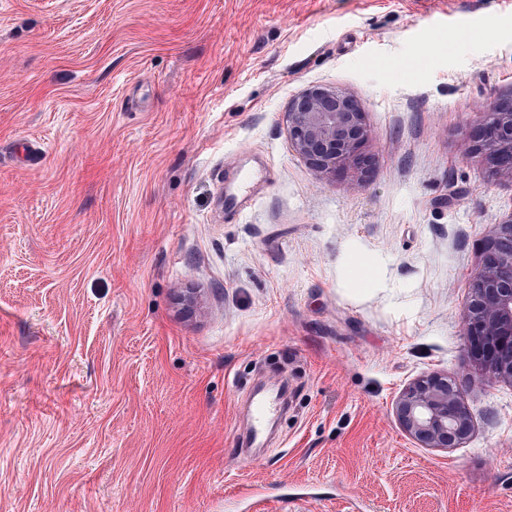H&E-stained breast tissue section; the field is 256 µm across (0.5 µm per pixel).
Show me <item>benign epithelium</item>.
Masks as SVG:
<instances>
[{
  "mask_svg": "<svg viewBox=\"0 0 512 512\" xmlns=\"http://www.w3.org/2000/svg\"><path fill=\"white\" fill-rule=\"evenodd\" d=\"M288 145L319 178L361 181L374 164L365 147L371 130L357 100L332 85H311L285 113ZM490 173L512 185V96L483 109L469 136ZM468 354L487 383L512 385V213L491 225L463 313ZM400 427L423 448H457L473 421L466 386L445 374L420 377L394 406Z\"/></svg>",
  "mask_w": 512,
  "mask_h": 512,
  "instance_id": "7a95c632",
  "label": "benign epithelium"
}]
</instances>
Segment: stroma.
<instances>
[{
  "label": "stroma",
  "instance_id": "35a3bbf8",
  "mask_svg": "<svg viewBox=\"0 0 512 512\" xmlns=\"http://www.w3.org/2000/svg\"><path fill=\"white\" fill-rule=\"evenodd\" d=\"M313 84L361 102L364 182L289 149ZM509 93L512 0H0V512H512L462 321L512 212L466 133ZM431 373L460 447L394 417ZM394 414L400 427L423 448H457L473 428L466 386L445 374L409 383L395 402ZM281 408L275 398L255 395L250 402V426L248 434L254 444L262 445L268 422Z\"/></svg>",
  "mask_w": 512,
  "mask_h": 512
}]
</instances>
